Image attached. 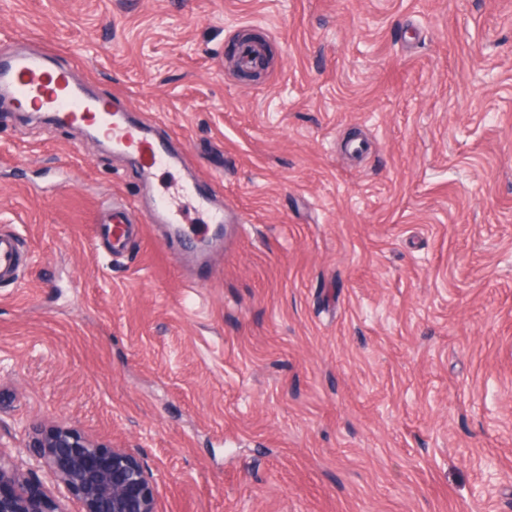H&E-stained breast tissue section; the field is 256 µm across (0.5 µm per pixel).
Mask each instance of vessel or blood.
<instances>
[{
  "label": "vessel or blood",
  "instance_id": "b4317fda",
  "mask_svg": "<svg viewBox=\"0 0 512 512\" xmlns=\"http://www.w3.org/2000/svg\"><path fill=\"white\" fill-rule=\"evenodd\" d=\"M1 83L9 85L21 107L50 113L60 124L78 125L104 137L114 154L135 160L143 176L182 162L167 139L133 123L124 107L76 89L69 70L49 64L46 53L17 54L0 62ZM189 206L206 216L208 223L223 226L224 209L215 206L210 190L196 178L182 180L175 190L156 194L145 221L168 225L186 246L202 250L204 239L186 225L185 209ZM129 213L126 205L116 204L110 210L109 246L113 251H121L133 233ZM19 262L17 238L0 232V282L15 279Z\"/></svg>",
  "mask_w": 512,
  "mask_h": 512
}]
</instances>
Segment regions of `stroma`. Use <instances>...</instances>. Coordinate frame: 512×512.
<instances>
[{"label": "stroma", "mask_w": 512, "mask_h": 512, "mask_svg": "<svg viewBox=\"0 0 512 512\" xmlns=\"http://www.w3.org/2000/svg\"><path fill=\"white\" fill-rule=\"evenodd\" d=\"M42 51L234 222L109 253L183 169L0 107V452L52 489L25 425L69 422L160 512H512V0H0V57ZM130 210L131 207L128 205L112 203V208L109 211L111 216L107 223L112 226V239L109 241V248L112 251H121L134 231L131 226L133 223L129 219ZM20 262L18 239L0 232V282L13 281Z\"/></svg>", "instance_id": "35a3bbf8"}]
</instances>
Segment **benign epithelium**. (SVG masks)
Listing matches in <instances>:
<instances>
[{
  "label": "benign epithelium",
  "instance_id": "1",
  "mask_svg": "<svg viewBox=\"0 0 512 512\" xmlns=\"http://www.w3.org/2000/svg\"><path fill=\"white\" fill-rule=\"evenodd\" d=\"M27 448L55 487L76 498L80 512H159L156 484L147 467L129 448H113L75 427L32 421L26 425ZM0 512H60L56 498L30 482L0 454Z\"/></svg>",
  "mask_w": 512,
  "mask_h": 512
}]
</instances>
